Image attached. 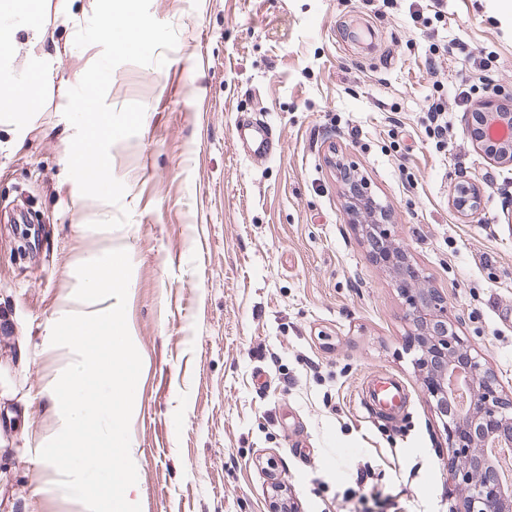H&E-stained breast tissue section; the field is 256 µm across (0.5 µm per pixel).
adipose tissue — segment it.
<instances>
[{
  "instance_id": "ef3b65f1",
  "label": "adipose tissue",
  "mask_w": 512,
  "mask_h": 512,
  "mask_svg": "<svg viewBox=\"0 0 512 512\" xmlns=\"http://www.w3.org/2000/svg\"><path fill=\"white\" fill-rule=\"evenodd\" d=\"M13 6L26 15L27 21L22 30L0 29V72L9 70L11 56L19 40H26L33 53L25 74L8 82H0V112L13 117L12 131L15 136H22L25 122L19 112L21 100L34 98L41 91L44 83L53 74L57 59L42 52L47 29L44 24L33 22V13L41 12L43 0H14Z\"/></svg>"
}]
</instances>
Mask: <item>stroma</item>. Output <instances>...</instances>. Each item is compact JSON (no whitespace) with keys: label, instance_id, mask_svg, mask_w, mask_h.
I'll use <instances>...</instances> for the list:
<instances>
[{"label":"stroma","instance_id":"1","mask_svg":"<svg viewBox=\"0 0 512 512\" xmlns=\"http://www.w3.org/2000/svg\"><path fill=\"white\" fill-rule=\"evenodd\" d=\"M46 0L59 63L23 101L22 144L0 125V512H84L40 449L57 433L52 388L74 361L47 328L84 310L77 266L123 248L126 319L142 358L130 422L142 512H448L441 421L425 401L395 276L353 224L336 163L392 214L420 277L512 393V166L464 132L459 89L512 88L506 0H151L177 30L163 67L123 64L107 104L145 107L110 151L121 206L68 175L67 92L100 56L77 48L95 0ZM448 102V137L428 106ZM269 124L265 159L235 137ZM491 180L477 214L460 183ZM24 198L39 239L6 213ZM130 212L118 229L90 222ZM394 376L403 411L369 402ZM480 201L481 197L478 187L467 184L457 188L456 195L452 197L451 204L458 213L467 216L477 211Z\"/></svg>","mask_w":512,"mask_h":512}]
</instances>
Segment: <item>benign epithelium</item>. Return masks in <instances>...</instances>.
Wrapping results in <instances>:
<instances>
[{
    "instance_id": "benign-epithelium-1",
    "label": "benign epithelium",
    "mask_w": 512,
    "mask_h": 512,
    "mask_svg": "<svg viewBox=\"0 0 512 512\" xmlns=\"http://www.w3.org/2000/svg\"><path fill=\"white\" fill-rule=\"evenodd\" d=\"M466 134L485 157L512 164V112L502 110L497 96L468 113ZM480 201L478 187L467 184L457 188L451 204L467 216ZM350 208L372 257L395 275L405 296L421 391L447 434L450 476L461 501L456 512H512V480L502 479L490 453L492 447L512 449V396L448 320L446 295L419 281L407 249L391 232L386 208L356 187Z\"/></svg>"
}]
</instances>
